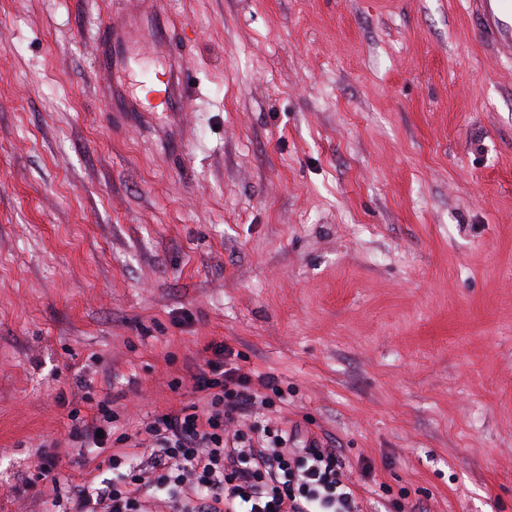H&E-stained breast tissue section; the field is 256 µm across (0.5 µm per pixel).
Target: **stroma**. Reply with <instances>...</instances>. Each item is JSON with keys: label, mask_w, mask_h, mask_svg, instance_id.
<instances>
[{"label": "stroma", "mask_w": 512, "mask_h": 512, "mask_svg": "<svg viewBox=\"0 0 512 512\" xmlns=\"http://www.w3.org/2000/svg\"><path fill=\"white\" fill-rule=\"evenodd\" d=\"M0 0V512L71 410L197 402L232 348L298 441L421 512H512V60L465 0ZM193 101L157 91L169 46ZM111 31V40L102 49L98 59V64L101 68L112 72V63L117 60L125 59V45L127 43V35L123 27H113L112 21L108 18L103 24L102 30L105 33L107 29Z\"/></svg>", "instance_id": "stroma-1"}]
</instances>
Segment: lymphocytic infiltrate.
Wrapping results in <instances>:
<instances>
[{"label": "lymphocytic infiltrate", "mask_w": 512, "mask_h": 512, "mask_svg": "<svg viewBox=\"0 0 512 512\" xmlns=\"http://www.w3.org/2000/svg\"><path fill=\"white\" fill-rule=\"evenodd\" d=\"M190 379L201 407L148 416L138 437L113 435L108 397L91 418H75L70 440L108 455L111 478L62 492L51 444L37 448L27 488L65 512H361L339 450L315 439L296 447L267 416L271 376L242 371L217 344Z\"/></svg>", "instance_id": "lymphocytic-infiltrate-1"}]
</instances>
